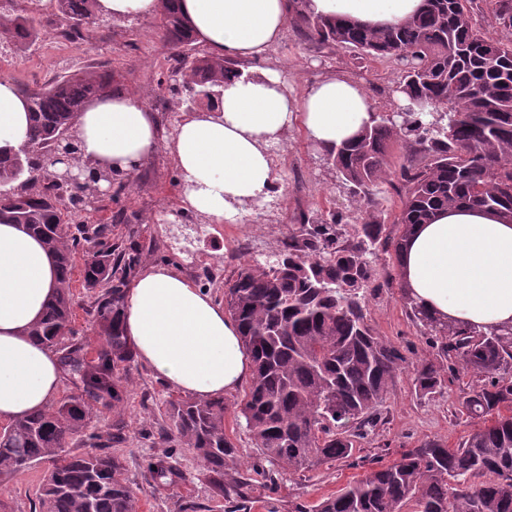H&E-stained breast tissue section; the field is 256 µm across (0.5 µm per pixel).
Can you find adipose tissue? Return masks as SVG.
Wrapping results in <instances>:
<instances>
[{
  "label": "adipose tissue",
  "instance_id": "obj_1",
  "mask_svg": "<svg viewBox=\"0 0 512 512\" xmlns=\"http://www.w3.org/2000/svg\"><path fill=\"white\" fill-rule=\"evenodd\" d=\"M422 0H306L315 16L367 25H396ZM197 41L216 60L256 62L251 79L225 82L220 108L184 117L164 136L157 113L123 92L95 100L75 126L82 159L131 176L159 151L174 158L186 210L223 223L239 204L267 195L277 179L267 148L301 126L327 152L370 125L363 87L331 75L293 96L281 69L264 66L288 21V0H177ZM27 102L0 79V154L27 137ZM406 293L452 324L490 331L512 325V222L454 208L412 229L399 256ZM57 267L22 224H0V421L45 408L60 392L57 360L26 329L55 293ZM125 334L139 360L169 386L200 399L235 392L253 362L237 323L202 288L173 269L141 270L127 290Z\"/></svg>",
  "mask_w": 512,
  "mask_h": 512
}]
</instances>
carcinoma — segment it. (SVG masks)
I'll return each mask as SVG.
<instances>
[{
  "mask_svg": "<svg viewBox=\"0 0 512 512\" xmlns=\"http://www.w3.org/2000/svg\"><path fill=\"white\" fill-rule=\"evenodd\" d=\"M0 0V50L17 53L40 39L32 5ZM176 0H161L163 38L175 56V73L199 90L220 91L241 73L235 61L198 52L184 54L196 38ZM495 22L512 28V0H486ZM96 0H56L66 28L89 39L100 19ZM475 0H423L421 11L388 27L368 28L337 17L312 16L298 7L307 37L350 48L369 61L389 62L401 76L403 115H377L354 138L324 154L327 168L361 204L353 240L342 244L343 213L302 212L265 263L244 262L225 283L224 301L238 323L254 371L235 420L256 450V472L279 477L354 458L357 443L381 422L382 406L396 379L411 372L417 395L432 398L462 369L476 385L459 403L474 425L456 447L423 439L393 461L373 467L336 493L295 512H512V326L483 332L441 321L401 293L406 315L426 336L429 356L408 361L400 347L375 330L362 290L374 282V264L398 261L416 224L441 210L480 208L512 217V40L489 38L472 24ZM30 112L28 135L37 150L17 161L0 156V224H25L57 260L56 295L28 334L56 355L70 395L0 430V471L35 462L51 469L39 493L44 512H136L139 491L124 477L119 456L105 451L122 430L125 372L134 349L124 335L127 288L142 263V248L112 242L111 229H95L94 244L65 233L71 214L93 206L95 180L77 185L59 206L58 185L41 164L58 135L75 127L77 114L109 96L112 72L76 70L43 88L23 87ZM450 105L444 113L436 111ZM399 142L398 171L387 154ZM400 196L395 223L384 231L376 214L383 187ZM81 267H76V263ZM80 270L92 292L85 314L96 336L75 328L72 279ZM224 398H170V430L193 449L212 491L247 502L254 479L226 433ZM113 418L110 429L100 422ZM82 437L84 450L71 449ZM148 471L156 486L183 473L169 456L154 457ZM479 482H474V479Z\"/></svg>",
  "mask_w": 512,
  "mask_h": 512,
  "instance_id": "1",
  "label": "carcinoma"
}]
</instances>
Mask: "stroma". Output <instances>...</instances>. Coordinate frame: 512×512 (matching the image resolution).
Instances as JSON below:
<instances>
[{
    "label": "stroma",
    "mask_w": 512,
    "mask_h": 512,
    "mask_svg": "<svg viewBox=\"0 0 512 512\" xmlns=\"http://www.w3.org/2000/svg\"><path fill=\"white\" fill-rule=\"evenodd\" d=\"M36 17L43 23V40L0 58V79H10L19 87H35L45 85L47 76L101 65L111 69L121 92L136 97L151 111L165 116L179 109L184 96L170 91L165 80L173 61L172 50L162 37L161 16L108 21L88 44L79 47L48 44V37L61 26L54 0H40ZM268 61L286 70L295 96H303L327 75L341 74L364 87L374 111L393 112L399 106L393 94L398 79L393 66L360 59L346 48L323 47L309 41L301 35L296 16H289L281 40L268 53ZM274 169L280 206L273 215L251 211L241 218L212 224L183 211L181 176L172 156L163 150L136 175L120 177V191L100 197L98 209L89 220L96 224L122 215L123 223L112 226L113 241H157L159 251L144 254L143 266L172 268L220 301L225 283L236 275L240 265L247 260L265 261L287 236L300 212L332 206L352 213L358 207L348 190L339 187L335 175L323 165L318 151L299 128L289 132L274 158ZM254 239L259 242L255 248L250 245ZM376 283L367 297L377 332L399 346L410 361L427 356L424 336L405 313L396 265L379 261ZM470 382V375L458 374L444 395L424 400L416 396L410 376L402 375L380 408L381 423L361 443L363 463L352 466L336 461L302 476L286 477L273 490L256 486L245 512H293L295 504H314L362 477L371 468L370 457L378 454L383 461H392L426 437L457 445L471 430L470 422L454 412ZM126 388L124 439L113 444L111 451L122 458L126 479L141 490L137 512H232V503L211 491L192 449L177 441L164 446L157 443L168 423L164 402L171 387L137 361L131 365ZM165 452L185 479L174 486L156 488L147 465ZM48 469V463L42 462L0 475V505L5 512H38L39 490Z\"/></svg>",
    "instance_id": "1"
}]
</instances>
